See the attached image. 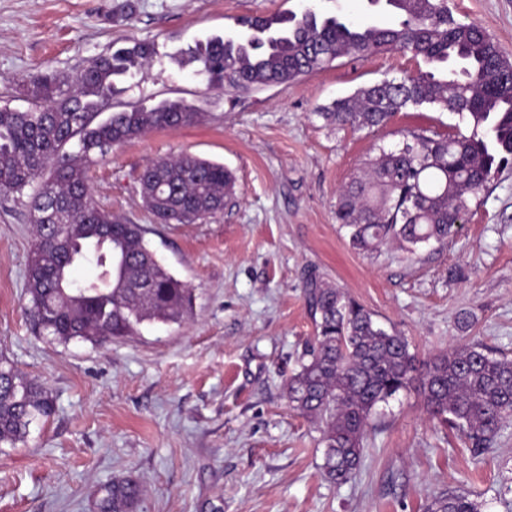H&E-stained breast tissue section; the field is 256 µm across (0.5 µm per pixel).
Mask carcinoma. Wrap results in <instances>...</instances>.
I'll return each instance as SVG.
<instances>
[{"instance_id": "obj_1", "label": "carcinoma", "mask_w": 512, "mask_h": 512, "mask_svg": "<svg viewBox=\"0 0 512 512\" xmlns=\"http://www.w3.org/2000/svg\"><path fill=\"white\" fill-rule=\"evenodd\" d=\"M400 21L322 17L316 9L242 22L243 34L195 47L188 63L208 84L241 93L288 85L338 58L397 51L425 64L448 65V79L417 68L336 99L319 113L353 131L385 126L398 112L434 105L458 116L467 131L441 136L403 130L392 149L369 157L336 197V221L360 253L396 244L406 252L455 237L469 203L512 167V59L480 25L456 20L448 0H385ZM155 55L131 45L91 58L70 82L47 73L24 84L25 111L0 107V197L32 188L37 213L27 267L29 314L38 331L61 342L94 343L136 335L147 323H177L192 309V288L177 279L133 221L100 208L88 188L96 157L148 130L191 126L201 119L183 99L150 109L113 112L95 121L115 79L132 77ZM143 207L158 224H201L224 211L236 178L223 164L189 154L153 160L139 174ZM94 258L96 278L72 272ZM306 301L314 336L288 378V404L320 431L323 474L354 479L363 438L378 403L416 389L427 413L458 429L473 453L490 447L512 418V359L465 344L420 362L408 340L388 330L343 289L311 280ZM54 409L46 390L0 355V446L24 439ZM139 485L115 482L100 512H131ZM426 512H480L466 494L432 498Z\"/></svg>"}]
</instances>
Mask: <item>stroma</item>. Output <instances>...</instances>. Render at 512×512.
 Instances as JSON below:
<instances>
[{"instance_id": "stroma-1", "label": "stroma", "mask_w": 512, "mask_h": 512, "mask_svg": "<svg viewBox=\"0 0 512 512\" xmlns=\"http://www.w3.org/2000/svg\"><path fill=\"white\" fill-rule=\"evenodd\" d=\"M298 0H0V107L26 108L17 82L72 79L112 44L145 41L152 62L117 81L112 113L184 99L199 123L153 130L92 167L96 203L131 218L158 259L193 290L190 314L105 344L39 334L27 312L31 224L0 200V354L47 390L52 414L0 447V512H99L112 483L143 492L134 512H425L448 491L480 512H512V423L474 456L431 419L416 390L379 405L358 476L326 481L312 423L291 410L284 382L314 323L304 287L342 288L419 360L480 343L512 357V171L471 199L458 234L407 253H357L336 222V195L378 146L404 129L454 134L435 107L355 132L318 107L415 69L390 52L343 57L286 86L240 93L207 86L187 56L248 17L284 15ZM512 57V0H448ZM190 154L224 164L235 199L203 224H158L137 176L153 160ZM468 313L471 323L460 328Z\"/></svg>"}]
</instances>
